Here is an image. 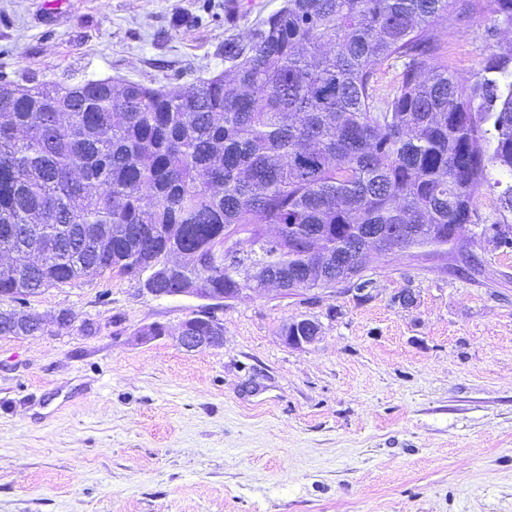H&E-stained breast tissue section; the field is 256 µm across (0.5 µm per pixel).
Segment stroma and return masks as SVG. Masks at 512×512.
<instances>
[{"instance_id": "obj_1", "label": "stroma", "mask_w": 512, "mask_h": 512, "mask_svg": "<svg viewBox=\"0 0 512 512\" xmlns=\"http://www.w3.org/2000/svg\"><path fill=\"white\" fill-rule=\"evenodd\" d=\"M226 2L0 0V78L212 77L225 37L282 5ZM442 52L473 79L512 57V28L482 11ZM494 222L512 211L483 191L452 244L369 251L368 298L246 291L213 310L218 349L177 342L203 300L116 272L30 298L45 333L0 337V512H512V251L475 239ZM303 316L322 330L295 349L282 334ZM153 323L167 336L139 341Z\"/></svg>"}]
</instances>
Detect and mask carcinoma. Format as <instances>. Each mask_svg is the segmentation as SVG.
I'll return each instance as SVG.
<instances>
[{
	"label": "carcinoma",
	"instance_id": "cac0c4a2",
	"mask_svg": "<svg viewBox=\"0 0 512 512\" xmlns=\"http://www.w3.org/2000/svg\"><path fill=\"white\" fill-rule=\"evenodd\" d=\"M512 26V0H491ZM485 0H284L224 39V72L178 88L88 79L0 90V336L28 298L116 271L143 287L287 291L336 282L293 246L350 257L363 225L439 248L483 187L512 208V71L462 82L439 22ZM403 61L379 95L377 70ZM244 273L224 267V239Z\"/></svg>",
	"mask_w": 512,
	"mask_h": 512
}]
</instances>
